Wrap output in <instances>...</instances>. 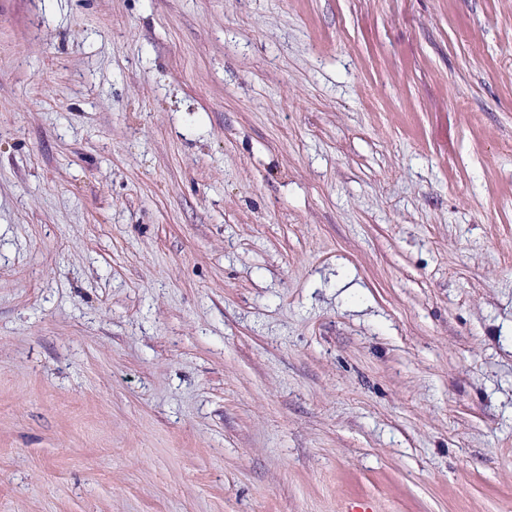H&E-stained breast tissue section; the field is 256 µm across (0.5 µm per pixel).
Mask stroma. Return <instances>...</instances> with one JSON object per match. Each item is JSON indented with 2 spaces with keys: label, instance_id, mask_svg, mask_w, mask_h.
<instances>
[{
  "label": "stroma",
  "instance_id": "1",
  "mask_svg": "<svg viewBox=\"0 0 512 512\" xmlns=\"http://www.w3.org/2000/svg\"><path fill=\"white\" fill-rule=\"evenodd\" d=\"M512 512V0H0V512Z\"/></svg>",
  "mask_w": 512,
  "mask_h": 512
}]
</instances>
